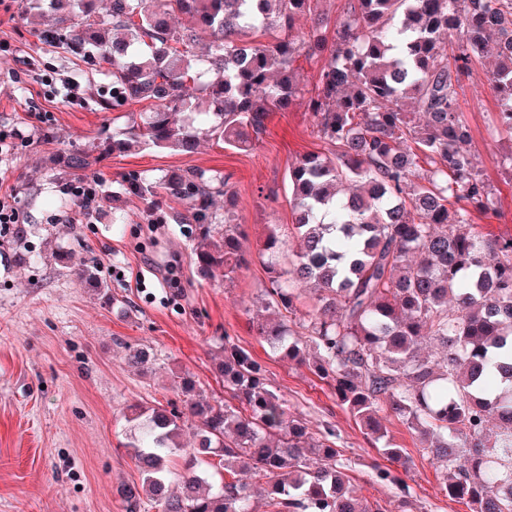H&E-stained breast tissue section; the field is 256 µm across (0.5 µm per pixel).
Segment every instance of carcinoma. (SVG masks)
<instances>
[{"label":"carcinoma","instance_id":"obj_1","mask_svg":"<svg viewBox=\"0 0 512 512\" xmlns=\"http://www.w3.org/2000/svg\"><path fill=\"white\" fill-rule=\"evenodd\" d=\"M99 2L22 0L21 14L54 12V27L36 37L110 80L101 108L149 103L104 138L114 152L192 153L202 135L244 150L269 113L304 95L297 60L322 58L308 107L326 149L288 164L300 251L283 265L279 225L267 227L257 249L268 279L262 307L279 319H257V335L328 384L385 459L405 464L382 424L388 410L415 433L449 496L470 512H512V237L490 242L471 229L474 213L496 211L498 199L475 166L459 103L474 62L495 56L493 130L512 142V0H346L330 39L317 0H110L105 16ZM304 15L313 24L296 41ZM257 31L269 40H253ZM204 32L213 41L199 54ZM64 163L79 180L92 161L75 144ZM230 179L187 168L153 181L129 173L122 186L184 204L172 220L197 241L198 274L228 278L251 256L234 204L213 210ZM306 286L315 303L302 312L296 288ZM125 351L130 365L153 367L148 349ZM217 372L237 404L202 398L185 372L182 406H126L142 475L119 490L126 512H141L145 499L159 512H255L256 500L266 512H386L346 487L337 427L313 436L227 335ZM187 424L193 448L179 441ZM180 455L178 476L168 463ZM199 459L217 460L219 487L195 470ZM376 478L408 503L410 486L394 470L378 465Z\"/></svg>","mask_w":512,"mask_h":512}]
</instances>
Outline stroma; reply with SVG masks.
<instances>
[{
    "label": "stroma",
    "mask_w": 512,
    "mask_h": 512,
    "mask_svg": "<svg viewBox=\"0 0 512 512\" xmlns=\"http://www.w3.org/2000/svg\"><path fill=\"white\" fill-rule=\"evenodd\" d=\"M21 18L20 0H0V128L21 133L8 160L0 162V190L15 194L20 235L0 237V512H126L120 485L139 482L127 446L126 405L147 407L177 400L174 373L194 374L207 399L229 400L215 367L231 336L262 365L289 411L312 433L334 423L349 483L361 497L395 512L393 488L378 482L380 456L365 430L307 367L273 354L253 329L258 299L267 284L259 259L231 278H201L194 243L171 221L181 203L144 200L125 193L122 176L157 179L166 172L201 168L229 174L237 215L256 242L270 224L292 221L288 165L296 156L323 151L306 99L271 113L267 129L245 151L214 139L182 154L154 149L112 153L93 148L88 178L101 183L92 219L66 211L57 199L69 189L57 156L72 143H87L100 130L124 125L132 114L98 106L110 97L108 79L80 60L42 44ZM494 63L478 60L463 80L459 102L475 149V165L494 187L497 212L475 218V232L512 236V168L507 142L490 120L498 101L488 84ZM77 80L76 102L45 97L43 75ZM96 267L107 293L90 288L77 269ZM151 348L157 360L141 373L124 360V344ZM408 460L404 476L412 496L408 512H470L450 498L443 476L423 456L407 426L383 421Z\"/></svg>",
    "instance_id": "stroma-1"
}]
</instances>
